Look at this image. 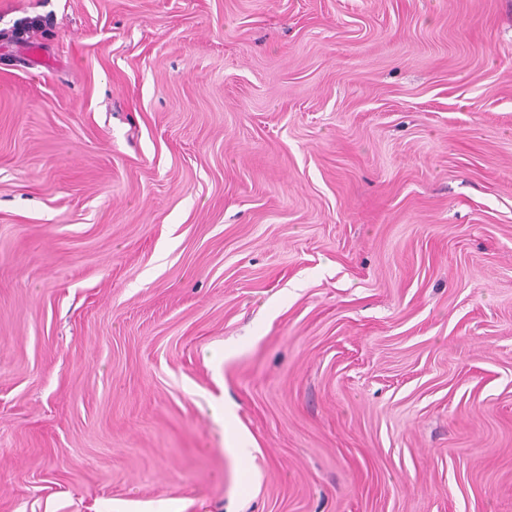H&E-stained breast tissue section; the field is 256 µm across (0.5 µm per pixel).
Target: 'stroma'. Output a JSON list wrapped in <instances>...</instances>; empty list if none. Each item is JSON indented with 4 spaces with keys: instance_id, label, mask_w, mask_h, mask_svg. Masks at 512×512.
<instances>
[{
    "instance_id": "obj_1",
    "label": "stroma",
    "mask_w": 512,
    "mask_h": 512,
    "mask_svg": "<svg viewBox=\"0 0 512 512\" xmlns=\"http://www.w3.org/2000/svg\"><path fill=\"white\" fill-rule=\"evenodd\" d=\"M0 512H512V0H0Z\"/></svg>"
}]
</instances>
